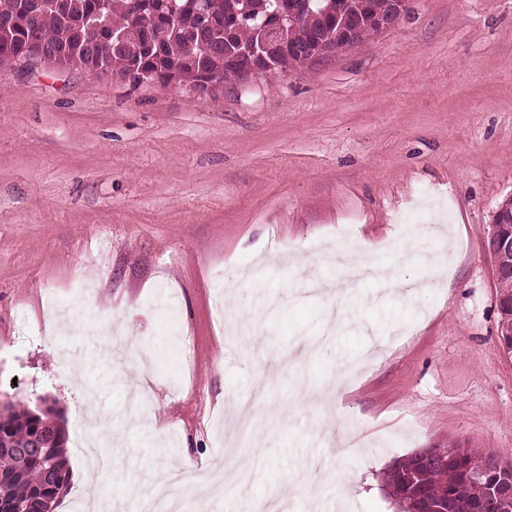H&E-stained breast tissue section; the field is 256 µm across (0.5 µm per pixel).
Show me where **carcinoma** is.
Listing matches in <instances>:
<instances>
[{"label": "carcinoma", "instance_id": "cac0c4a2", "mask_svg": "<svg viewBox=\"0 0 512 512\" xmlns=\"http://www.w3.org/2000/svg\"><path fill=\"white\" fill-rule=\"evenodd\" d=\"M0 0V15L16 22L0 29V62L32 68L23 60L30 32L40 33L46 43L61 49L66 70L75 65L87 72L107 70L132 85L144 83L142 75H154L152 84L168 87L176 79L195 92H207L206 84L217 75L238 82L250 76L256 60L242 49L256 40V29L279 15L277 0H205L206 13L198 12L196 0H140L146 22L130 19V0ZM390 0H288L304 23H285L281 43L294 53L304 43L316 41L328 50L342 45L341 28L355 23L357 42L380 31L378 18L389 9ZM122 33L134 53L126 55L97 47V29ZM500 288V342L512 354V272L498 271ZM37 410L0 403V512H15L22 503L26 512H43L49 497H64L70 485L67 464L68 436L55 404L44 399ZM38 440L40 455L21 459L17 449ZM442 455L424 459L410 454L388 474V487L399 504L409 501L428 509L448 500L450 512H479L480 487L473 480L482 476L487 484L502 485L500 463L459 444L441 449Z\"/></svg>", "mask_w": 512, "mask_h": 512}]
</instances>
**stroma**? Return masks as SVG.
<instances>
[{
  "label": "stroma",
  "instance_id": "35a3bbf8",
  "mask_svg": "<svg viewBox=\"0 0 512 512\" xmlns=\"http://www.w3.org/2000/svg\"><path fill=\"white\" fill-rule=\"evenodd\" d=\"M510 197L512 0H410L315 69L201 95L1 63L0 398L55 402L70 471L112 441L111 480L55 512H137L171 471L224 469L228 441L252 481L166 483L186 512H398L396 458L512 465L488 246ZM365 235L398 286L343 278Z\"/></svg>",
  "mask_w": 512,
  "mask_h": 512
}]
</instances>
